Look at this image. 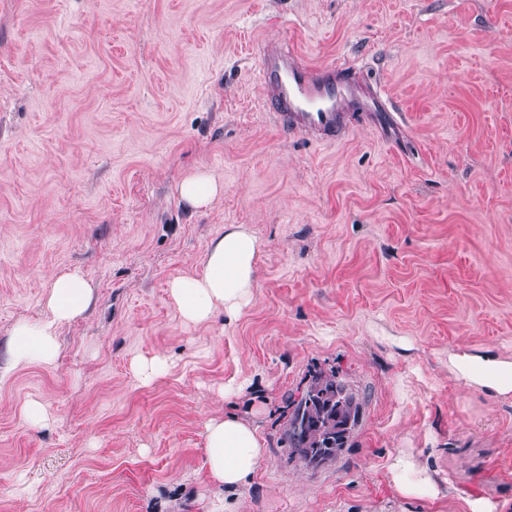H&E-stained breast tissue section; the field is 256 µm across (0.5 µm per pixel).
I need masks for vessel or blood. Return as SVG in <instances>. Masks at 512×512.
Listing matches in <instances>:
<instances>
[{"label":"vessel or blood","mask_w":512,"mask_h":512,"mask_svg":"<svg viewBox=\"0 0 512 512\" xmlns=\"http://www.w3.org/2000/svg\"><path fill=\"white\" fill-rule=\"evenodd\" d=\"M258 76L264 101L278 121L307 138L336 141L354 123L371 125L391 113L387 93L353 77L350 67L309 64L278 42L263 43Z\"/></svg>","instance_id":"obj_1"}]
</instances>
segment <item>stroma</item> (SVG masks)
Instances as JSON below:
<instances>
[{"mask_svg":"<svg viewBox=\"0 0 512 512\" xmlns=\"http://www.w3.org/2000/svg\"><path fill=\"white\" fill-rule=\"evenodd\" d=\"M266 40L387 90L399 137L289 133ZM196 172L223 186L204 211L178 191ZM228 224L260 243L251 298L184 324L169 285ZM73 269L94 299L55 365L10 368ZM484 348L512 359V0H0V512H512V401L448 369ZM319 372L362 415L310 467L288 418ZM227 413L265 441L230 496L205 470ZM402 454L435 495L394 492Z\"/></svg>","mask_w":512,"mask_h":512,"instance_id":"obj_1","label":"stroma"}]
</instances>
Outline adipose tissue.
<instances>
[{
	"instance_id": "ef3b65f1",
	"label": "adipose tissue",
	"mask_w": 512,
	"mask_h": 512,
	"mask_svg": "<svg viewBox=\"0 0 512 512\" xmlns=\"http://www.w3.org/2000/svg\"><path fill=\"white\" fill-rule=\"evenodd\" d=\"M258 241L242 226L225 227L208 246L204 268L195 276L175 279L170 296L181 320L209 323L221 310H235L255 286ZM94 288L81 272L54 275L45 300L46 315L36 322L19 321L6 345L9 366H54L59 356L58 329L82 318L92 303ZM448 367L462 385L512 398V360L486 349L459 350L448 356ZM207 477L216 486L237 489L256 473L264 442L252 423L228 415L205 426Z\"/></svg>"
}]
</instances>
